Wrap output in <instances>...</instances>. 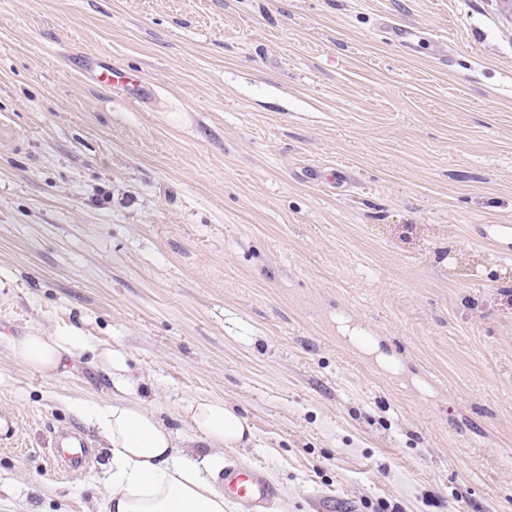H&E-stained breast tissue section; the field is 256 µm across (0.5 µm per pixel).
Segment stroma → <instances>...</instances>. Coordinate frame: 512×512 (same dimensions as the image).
<instances>
[{
	"label": "stroma",
	"mask_w": 512,
	"mask_h": 512,
	"mask_svg": "<svg viewBox=\"0 0 512 512\" xmlns=\"http://www.w3.org/2000/svg\"><path fill=\"white\" fill-rule=\"evenodd\" d=\"M420 32L404 48L380 18ZM89 52L153 95L85 82ZM0 512H106L93 352L188 434L224 400L277 512H512V15L499 0H0ZM383 353L396 370L379 365ZM95 466L49 468L57 428ZM14 356L23 364L38 371L68 370V363L78 353L91 350L112 379V384L124 391L130 384L126 373V358L112 348H102L91 336L74 327H63L50 335L30 333L10 343Z\"/></svg>",
	"instance_id": "1"
}]
</instances>
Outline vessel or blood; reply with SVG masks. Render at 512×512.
<instances>
[{"label": "vessel or blood", "mask_w": 512, "mask_h": 512, "mask_svg": "<svg viewBox=\"0 0 512 512\" xmlns=\"http://www.w3.org/2000/svg\"><path fill=\"white\" fill-rule=\"evenodd\" d=\"M83 66L102 85L116 86L126 77L125 70L106 62L87 58ZM49 455L53 462L62 463L64 472L77 473L91 465L94 450L83 435L72 431L55 435ZM224 497L234 505L236 512H268L278 499L279 490L263 466L228 463L224 466Z\"/></svg>", "instance_id": "1"}]
</instances>
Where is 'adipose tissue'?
Here are the masks:
<instances>
[{
    "label": "adipose tissue",
    "instance_id": "ef3b65f1",
    "mask_svg": "<svg viewBox=\"0 0 512 512\" xmlns=\"http://www.w3.org/2000/svg\"><path fill=\"white\" fill-rule=\"evenodd\" d=\"M10 347L18 360L38 371L67 370L78 353L91 350L118 390L129 385L125 357L73 327L32 333L12 340ZM82 411L111 450L107 512H229L219 483L224 451L250 441L252 433L227 403L206 397L185 409L190 429L210 448L201 458L141 400L86 405Z\"/></svg>",
    "mask_w": 512,
    "mask_h": 512
}]
</instances>
